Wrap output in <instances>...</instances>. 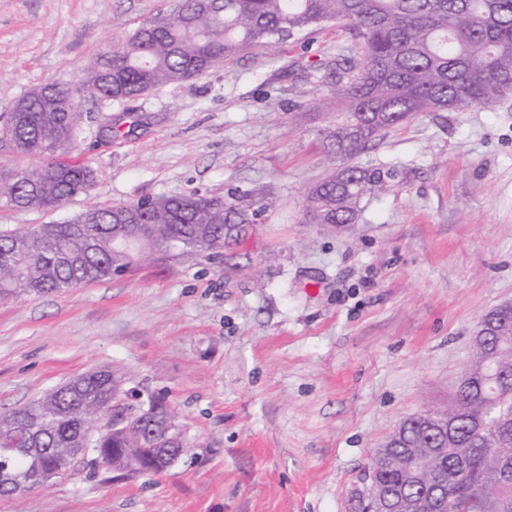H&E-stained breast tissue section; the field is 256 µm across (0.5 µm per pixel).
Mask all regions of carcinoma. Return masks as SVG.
Returning <instances> with one entry per match:
<instances>
[{
	"label": "carcinoma",
	"mask_w": 512,
	"mask_h": 512,
	"mask_svg": "<svg viewBox=\"0 0 512 512\" xmlns=\"http://www.w3.org/2000/svg\"><path fill=\"white\" fill-rule=\"evenodd\" d=\"M335 23L358 51L311 62L336 104L328 147L337 169L313 186L305 215L317 224H352L361 200L398 183L396 165L358 161L369 143L422 112L489 106L512 97V0H177L175 7L136 27L120 44L68 82L48 81L0 113V207L53 210L72 187L95 186V173L72 161L82 97L123 102L198 78L241 52L271 56L283 34L293 37ZM266 204L246 205L192 193L91 206L94 223L79 216L27 230L0 227V302L60 292L131 273L156 260L220 256L246 236L228 224H255ZM464 388L452 407L455 435L434 434L409 416L405 437L369 459L365 473L400 494L401 512H512V334L472 340ZM109 418L105 432L89 426ZM24 441L35 455L0 456L10 492L33 489L39 469L57 466L54 448H88L95 461L146 473L143 448H179L173 411L148 401L127 413L112 393V369L86 375L78 389L49 391L0 414V445Z\"/></svg>",
	"instance_id": "obj_1"
}]
</instances>
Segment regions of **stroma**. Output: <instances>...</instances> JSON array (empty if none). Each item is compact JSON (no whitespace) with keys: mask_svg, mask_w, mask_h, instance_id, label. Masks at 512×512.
I'll list each match as a JSON object with an SVG mask.
<instances>
[{"mask_svg":"<svg viewBox=\"0 0 512 512\" xmlns=\"http://www.w3.org/2000/svg\"><path fill=\"white\" fill-rule=\"evenodd\" d=\"M175 4L0 0V112ZM353 44L329 26L285 39L277 63L250 50L134 101L84 98L74 158L94 191L53 212L0 208V226L27 229L143 197L267 203L222 256L0 303V413L111 366L131 406L175 411L184 448L158 474L81 459L0 496V512H350L399 423L453 405L480 319L512 301V99L389 132L361 160L398 165V184L355 223H312L334 111L301 67ZM110 117L125 125L104 141Z\"/></svg>","mask_w":512,"mask_h":512,"instance_id":"35a3bbf8","label":"stroma"}]
</instances>
